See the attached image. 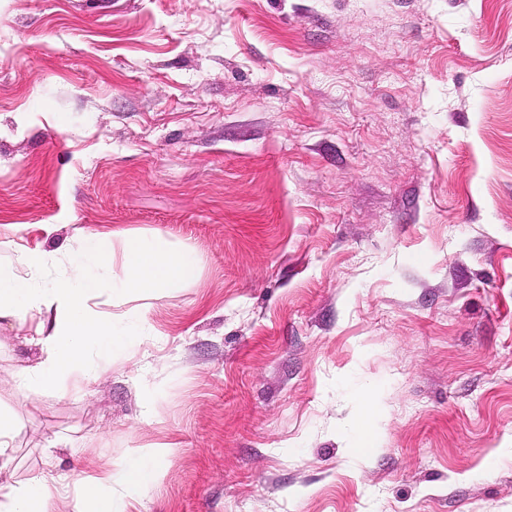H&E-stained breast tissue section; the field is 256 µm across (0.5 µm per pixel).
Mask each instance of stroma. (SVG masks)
<instances>
[{
  "label": "stroma",
  "instance_id": "35a3bbf8",
  "mask_svg": "<svg viewBox=\"0 0 512 512\" xmlns=\"http://www.w3.org/2000/svg\"><path fill=\"white\" fill-rule=\"evenodd\" d=\"M158 234L198 274L80 393L20 402L0 317V493L91 454L115 512H512V0H0V261Z\"/></svg>",
  "mask_w": 512,
  "mask_h": 512
}]
</instances>
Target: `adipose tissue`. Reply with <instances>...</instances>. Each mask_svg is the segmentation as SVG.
<instances>
[{"label": "adipose tissue", "mask_w": 512, "mask_h": 512, "mask_svg": "<svg viewBox=\"0 0 512 512\" xmlns=\"http://www.w3.org/2000/svg\"><path fill=\"white\" fill-rule=\"evenodd\" d=\"M124 253V278L112 288L106 287L97 274L109 257L92 237L87 238L77 261L45 285L37 280L47 263L41 251L23 252L26 274L0 265V316L34 323L35 341L41 350L37 365H23L15 372L20 397L53 394L66 385L80 391L84 380L93 375L91 356L107 353L112 343L128 334L129 322L124 315L94 310L91 299L106 290L115 297L155 295L172 284L192 281L198 272L193 252L174 248L161 237L127 239ZM47 312L54 315L49 331L41 320ZM71 483L78 489L74 512H112L110 473L83 471ZM51 489L46 473H32L0 494V512H48Z\"/></svg>", "instance_id": "1"}]
</instances>
